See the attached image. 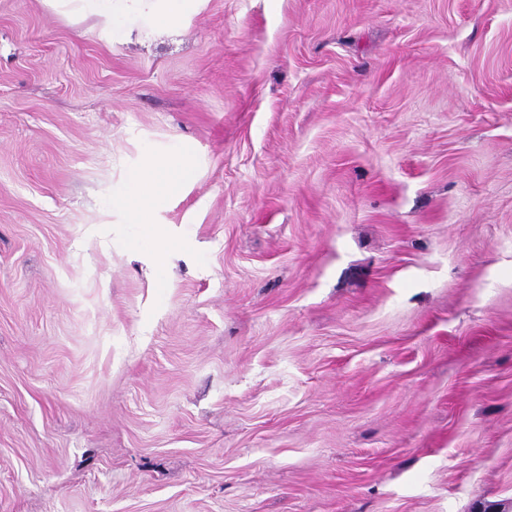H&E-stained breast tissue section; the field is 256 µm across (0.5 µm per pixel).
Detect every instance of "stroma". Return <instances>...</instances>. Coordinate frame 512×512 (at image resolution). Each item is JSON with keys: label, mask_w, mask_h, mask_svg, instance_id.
<instances>
[{"label": "stroma", "mask_w": 512, "mask_h": 512, "mask_svg": "<svg viewBox=\"0 0 512 512\" xmlns=\"http://www.w3.org/2000/svg\"><path fill=\"white\" fill-rule=\"evenodd\" d=\"M0 512H512V0H0ZM202 0H41L43 6L72 23L93 19L100 39L112 45L149 39L198 13ZM145 161L127 171L122 190L104 201L112 212H121L127 224H133L129 237L131 249L150 248L161 264L169 244L153 224V215L163 209L176 190L193 181L195 168L188 150L177 143L164 149L144 147Z\"/></svg>", "instance_id": "35a3bbf8"}]
</instances>
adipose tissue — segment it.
<instances>
[{"mask_svg":"<svg viewBox=\"0 0 512 512\" xmlns=\"http://www.w3.org/2000/svg\"><path fill=\"white\" fill-rule=\"evenodd\" d=\"M50 12L79 23L94 20L99 36L108 44L149 39L198 13L202 0H41ZM145 161L127 171L122 190L106 200V207L121 212L132 230L131 248H150L164 260L169 244L151 226L176 190L193 181L195 168L188 150L177 143L160 149L147 146Z\"/></svg>","mask_w":512,"mask_h":512,"instance_id":"obj_1","label":"adipose tissue"}]
</instances>
